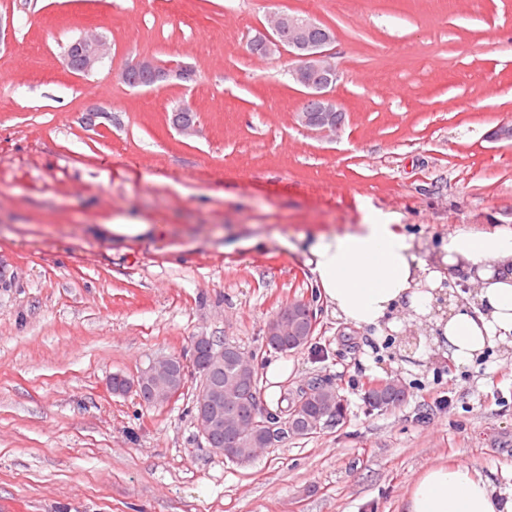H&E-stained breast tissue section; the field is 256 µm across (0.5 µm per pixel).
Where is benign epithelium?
<instances>
[{
  "instance_id": "benign-epithelium-1",
  "label": "benign epithelium",
  "mask_w": 512,
  "mask_h": 512,
  "mask_svg": "<svg viewBox=\"0 0 512 512\" xmlns=\"http://www.w3.org/2000/svg\"><path fill=\"white\" fill-rule=\"evenodd\" d=\"M318 27L312 19L278 12L269 15L266 25L261 27L251 43L252 54L269 56L285 51L294 61L290 76L295 85L301 88L303 100L320 102L315 112L301 109L296 112V120L304 129L315 134L330 137L342 128L340 112L342 104L332 95V89L338 80V72L328 47L333 39L321 42L311 39V32ZM111 54V44L99 33L90 31L69 44L65 52L67 67L76 74H88L94 71ZM144 72L151 75V89H161L172 77L191 81L194 73L179 69L169 63H160L150 56H143L125 65L118 74ZM295 303H288V309L281 310L269 320L267 327L276 336H293L296 332L294 321ZM180 361L174 356H163L143 370L134 379L123 380L119 391L139 392L147 404L154 405L179 391L181 374ZM224 395L221 386L206 388L202 399V411L199 426L205 433L224 431V417L214 409Z\"/></svg>"
}]
</instances>
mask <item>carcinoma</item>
Here are the masks:
<instances>
[{
    "instance_id": "1",
    "label": "carcinoma",
    "mask_w": 512,
    "mask_h": 512,
    "mask_svg": "<svg viewBox=\"0 0 512 512\" xmlns=\"http://www.w3.org/2000/svg\"><path fill=\"white\" fill-rule=\"evenodd\" d=\"M266 344L281 353L298 350L306 346L309 336H267ZM210 343L201 341L198 344L193 364L202 377L201 387L217 382L224 383L230 378L238 380V395L222 400L224 421L242 420L250 422L248 431L239 438L238 452L233 463L246 466L254 459V449L262 448L269 440L271 428L279 426V431L295 436H307L317 431L327 422L341 420L345 414L342 398L332 383L328 382L313 388L311 396L304 402L299 411H294V400L288 401L286 410L280 413L262 412L257 403V371L239 374L235 360L228 354L224 355V363L216 366L210 363ZM402 397V391L391 387L375 386L368 390L365 400L373 409L388 408Z\"/></svg>"
}]
</instances>
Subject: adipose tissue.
<instances>
[{
	"label": "adipose tissue",
	"instance_id": "adipose-tissue-1",
	"mask_svg": "<svg viewBox=\"0 0 512 512\" xmlns=\"http://www.w3.org/2000/svg\"><path fill=\"white\" fill-rule=\"evenodd\" d=\"M302 256L337 319L396 335L416 329L411 359L466 365L512 341V229L462 228L432 247L374 211L353 231L315 237ZM452 269L474 298L444 308ZM403 512H512V499H496L473 466L437 464L411 481Z\"/></svg>",
	"mask_w": 512,
	"mask_h": 512
}]
</instances>
